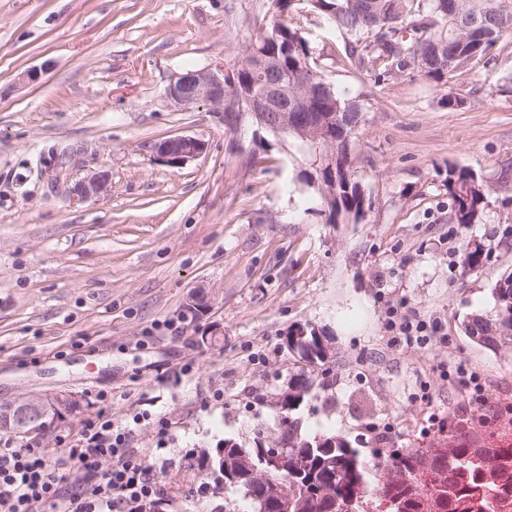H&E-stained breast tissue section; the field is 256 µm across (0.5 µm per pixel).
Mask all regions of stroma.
<instances>
[{
	"label": "stroma",
	"instance_id": "35a3bbf8",
	"mask_svg": "<svg viewBox=\"0 0 512 512\" xmlns=\"http://www.w3.org/2000/svg\"><path fill=\"white\" fill-rule=\"evenodd\" d=\"M269 0H0V402L69 392L79 412L40 439L63 447L90 415L136 412L144 466L182 512H252L242 493L203 485L202 450L275 432L277 399L303 364L282 338L295 323L330 336L332 370L312 372L304 434L361 441L365 453L424 447L429 405L465 402L457 368L483 388L479 436L512 405V352L471 340L462 320L492 312L493 281L512 271V34L448 80L416 69L383 82L359 69L355 37L314 10L292 16L326 80L362 118L353 179L368 207L332 224L293 143L224 128L201 103L164 90L179 73L235 61L271 17ZM36 69V82L21 74ZM461 107L448 106L449 97ZM207 144L179 167L156 145ZM63 153L58 185L40 158ZM471 171L484 203L457 224L449 168ZM105 173L78 203L70 187ZM485 257L466 265L470 243ZM206 315L185 317L192 294ZM423 321L425 346L393 340V313ZM223 331L213 345L204 329ZM192 363L189 375L178 374ZM171 424L160 434L158 420ZM401 427L377 440L375 429Z\"/></svg>",
	"mask_w": 512,
	"mask_h": 512
}]
</instances>
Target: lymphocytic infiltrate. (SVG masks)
Wrapping results in <instances>:
<instances>
[{
	"label": "lymphocytic infiltrate",
	"mask_w": 512,
	"mask_h": 512,
	"mask_svg": "<svg viewBox=\"0 0 512 512\" xmlns=\"http://www.w3.org/2000/svg\"><path fill=\"white\" fill-rule=\"evenodd\" d=\"M143 414L119 425L99 412L72 435L65 449L17 447L0 437V512H141L162 495L157 476L130 439Z\"/></svg>",
	"instance_id": "obj_1"
}]
</instances>
